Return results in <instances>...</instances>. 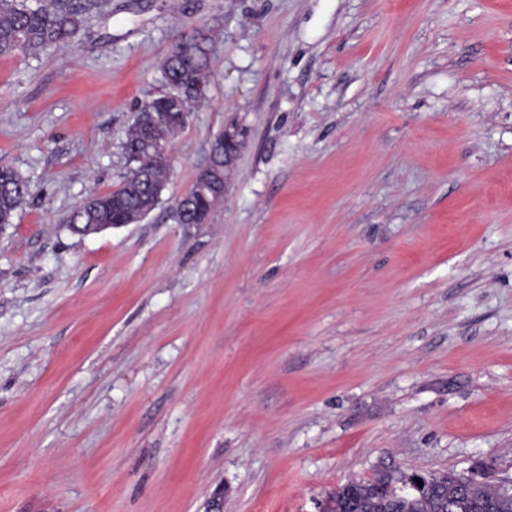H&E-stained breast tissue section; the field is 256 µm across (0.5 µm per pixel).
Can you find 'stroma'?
<instances>
[{"mask_svg":"<svg viewBox=\"0 0 512 512\" xmlns=\"http://www.w3.org/2000/svg\"><path fill=\"white\" fill-rule=\"evenodd\" d=\"M198 28L209 100L161 203L71 234ZM233 124L223 203L177 223ZM0 166L31 194L0 230V512L512 475V0H107L75 47L0 56Z\"/></svg>","mask_w":512,"mask_h":512,"instance_id":"obj_1","label":"stroma"}]
</instances>
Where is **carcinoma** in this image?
Returning <instances> with one entry per match:
<instances>
[{
  "instance_id": "cac0c4a2",
  "label": "carcinoma",
  "mask_w": 512,
  "mask_h": 512,
  "mask_svg": "<svg viewBox=\"0 0 512 512\" xmlns=\"http://www.w3.org/2000/svg\"><path fill=\"white\" fill-rule=\"evenodd\" d=\"M103 0H0V55L16 51L33 53L51 45L71 46L88 14L100 11ZM214 44L209 32L197 29L176 39L160 64L161 80L167 91L140 105L142 112H192L206 101L211 82ZM169 163L153 153L141 152L128 159L119 187L94 194L64 218L70 232L72 223L110 224L137 213L154 203L153 190L166 186ZM29 201L28 184L16 170L0 167V225L12 223L16 211ZM420 478L423 486L405 496L372 493L369 481L352 480L338 488L337 512H490L496 494L488 487L469 493L453 480L441 485Z\"/></svg>"
}]
</instances>
